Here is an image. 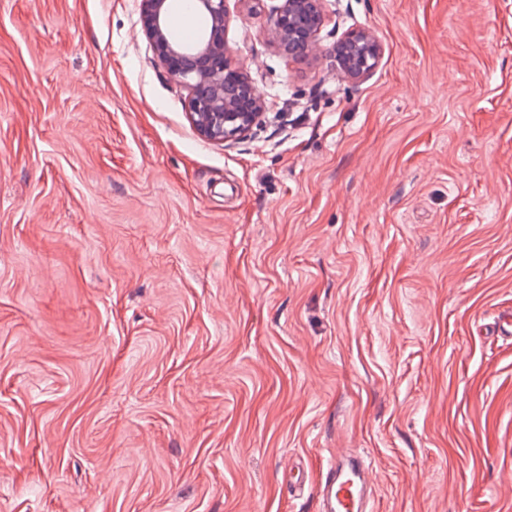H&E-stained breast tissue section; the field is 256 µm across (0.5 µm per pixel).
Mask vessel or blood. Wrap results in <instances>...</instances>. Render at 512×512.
Returning <instances> with one entry per match:
<instances>
[{"label":"vessel or blood","instance_id":"obj_1","mask_svg":"<svg viewBox=\"0 0 512 512\" xmlns=\"http://www.w3.org/2000/svg\"><path fill=\"white\" fill-rule=\"evenodd\" d=\"M364 458L337 453L314 486L319 512H369L374 488Z\"/></svg>","mask_w":512,"mask_h":512}]
</instances>
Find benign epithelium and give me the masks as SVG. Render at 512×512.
I'll use <instances>...</instances> for the list:
<instances>
[{"label": "benign epithelium", "mask_w": 512, "mask_h": 512, "mask_svg": "<svg viewBox=\"0 0 512 512\" xmlns=\"http://www.w3.org/2000/svg\"><path fill=\"white\" fill-rule=\"evenodd\" d=\"M227 2L194 0L205 25L193 41L185 42L169 31L172 0H140L142 31L169 78L187 91L188 116L197 134L224 143L246 136L266 107L247 70L230 58ZM325 22L324 0H280L269 11L265 31L281 53L307 56ZM381 54V44L372 32L351 31L337 41L332 66L337 74L357 82L373 72Z\"/></svg>", "instance_id": "benign-epithelium-1"}]
</instances>
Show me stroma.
<instances>
[{
    "label": "stroma",
    "mask_w": 512,
    "mask_h": 512,
    "mask_svg": "<svg viewBox=\"0 0 512 512\" xmlns=\"http://www.w3.org/2000/svg\"><path fill=\"white\" fill-rule=\"evenodd\" d=\"M270 5L224 144L139 0H0V512H316L343 448L375 512H512V0H327L304 60ZM381 54V44L371 31H351L337 41L332 66L343 78L357 82L373 72Z\"/></svg>",
    "instance_id": "stroma-1"
}]
</instances>
